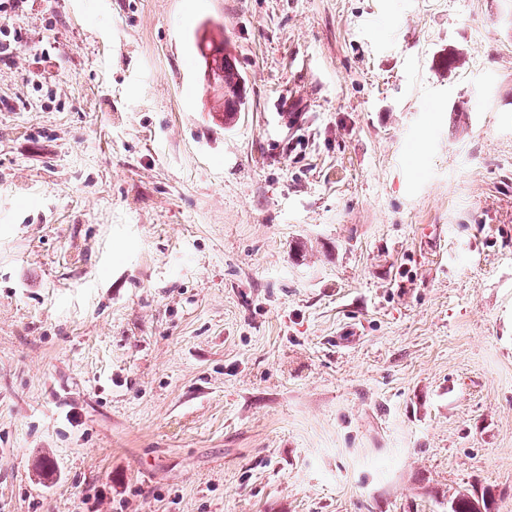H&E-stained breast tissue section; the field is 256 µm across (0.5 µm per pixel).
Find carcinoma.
Segmentation results:
<instances>
[{
    "instance_id": "1",
    "label": "carcinoma",
    "mask_w": 512,
    "mask_h": 512,
    "mask_svg": "<svg viewBox=\"0 0 512 512\" xmlns=\"http://www.w3.org/2000/svg\"><path fill=\"white\" fill-rule=\"evenodd\" d=\"M198 48L203 58H212L214 84L224 87V126L236 122L244 106L243 81L237 67V58L224 39V26H218V34L202 36Z\"/></svg>"
}]
</instances>
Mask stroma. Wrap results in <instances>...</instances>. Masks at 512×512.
Listing matches in <instances>:
<instances>
[{"label": "stroma", "mask_w": 512, "mask_h": 512, "mask_svg": "<svg viewBox=\"0 0 512 512\" xmlns=\"http://www.w3.org/2000/svg\"><path fill=\"white\" fill-rule=\"evenodd\" d=\"M0 42V512H512V0H27ZM218 37V38H217ZM198 48L208 66V56L212 58V75L216 86H224V126L230 127L236 122L244 106L243 81L237 67V58L232 54L229 43L224 39V27L218 26V34L202 35Z\"/></svg>", "instance_id": "35a3bbf8"}]
</instances>
